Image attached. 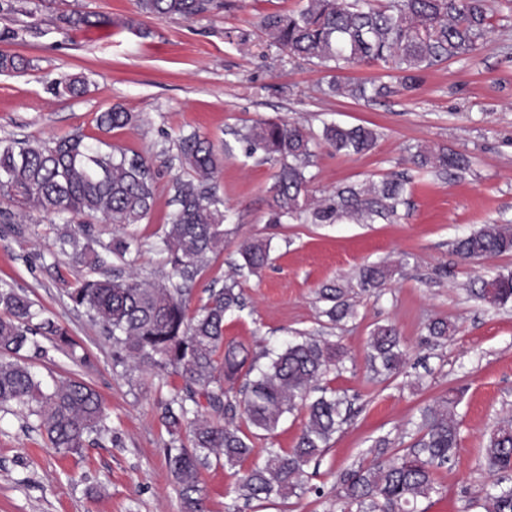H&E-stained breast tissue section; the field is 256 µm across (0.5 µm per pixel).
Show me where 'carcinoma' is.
<instances>
[{"label":"carcinoma","instance_id":"1","mask_svg":"<svg viewBox=\"0 0 512 512\" xmlns=\"http://www.w3.org/2000/svg\"><path fill=\"white\" fill-rule=\"evenodd\" d=\"M145 16L192 19L222 6V0H135ZM260 27L274 41L301 59H317L334 68L352 62L382 66L411 85L419 73L435 64L470 54L489 29L488 0H301L292 11H272ZM336 95L366 97L367 88L339 81L329 83ZM58 97L76 98L86 92L85 79L73 76L51 82ZM121 107L101 112L98 128L110 131L132 123ZM245 144L246 155L264 154L277 166L268 188L273 204L268 223L307 212L305 199L310 178L306 169L313 156L312 139L296 122L259 121L235 132ZM378 138L369 126L347 127L326 123L322 139L336 153L370 151ZM180 161L192 178L174 186L177 209L162 237V249L174 275L192 281L207 255L224 244L228 219L222 201L203 187L218 166L213 144L194 131L181 138ZM420 169L447 172L464 170L469 159L454 152L418 151ZM0 195L22 205L66 218L95 216L118 227L138 224L150 213L154 199V172L136 152L104 151L80 134L54 145L0 141ZM407 181L400 177L378 183L351 185L336 191V198L310 212L314 224H332L343 218L371 224L391 220L405 203ZM93 228L82 226V238L68 231L60 245L70 246L90 271L99 273L75 288L69 299L101 323L112 337L115 365L132 360L150 370L172 368L182 387L161 406V420L171 435L166 461L185 512H205L199 486L200 470L210 458L235 469L254 452L252 438L272 434L280 422L304 408L307 420L296 445L288 450L264 448L263 462L247 468L239 480L240 496L270 501L297 495L305 467L319 459L334 434L347 421L345 398L325 387H315L343 357L341 347L325 339L303 337L280 347L252 354L242 345H224V317L243 306L238 282L210 290L208 300L190 315L181 296L185 289L173 282L147 284L131 276L112 278L101 273L110 257L126 259L141 248L137 240L115 237L98 251ZM453 252L464 259L480 260L512 253V225L485 224L453 243ZM239 269L255 273L268 260L269 245L253 241L240 249ZM386 264H372L359 274L363 290L380 289L391 276ZM469 296L496 308L512 302V273L478 280ZM329 303L323 311L332 323L354 317V306L337 284L320 289ZM54 341L75 354V341L67 330L22 292L0 284V408H14L35 417L37 428L49 443L67 453L97 445L106 431V408L99 394L86 382L69 378L45 391L27 362L29 352L41 353L37 337ZM368 359L376 372L396 374L404 363L397 329L377 326L369 339ZM245 375L240 393L248 431L224 423L235 412L224 383ZM450 395L420 410L421 436L401 456L339 472L336 497L341 512H417V503L438 492L433 467L457 453L460 440ZM482 467L494 477L485 493L484 512H512V421L493 429L486 441Z\"/></svg>","mask_w":512,"mask_h":512}]
</instances>
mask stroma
Instances as JSON below:
<instances>
[{
  "label": "stroma",
  "instance_id": "obj_1",
  "mask_svg": "<svg viewBox=\"0 0 512 512\" xmlns=\"http://www.w3.org/2000/svg\"><path fill=\"white\" fill-rule=\"evenodd\" d=\"M299 0H224L223 9L192 20L141 15L135 0H27L25 11L1 13L0 30L21 38L0 42V53L29 60L22 72H0V139L48 143L75 133L109 148L146 158L155 173L151 214L123 232L143 247L135 263L114 262L115 275L145 282L172 274L157 244L174 205L173 184L187 179L179 141L206 135L219 160L212 180L229 215L224 247L209 255L183 301L196 311L210 289L235 279L244 305L224 321V340L253 352L301 336L339 344L345 356L326 386L353 404L354 414L318 463L307 467L308 490L273 502H245L238 474L219 464L201 470L207 512H340L336 475L401 455L415 442L419 408L456 391L461 445L435 471L438 494L419 501L418 512H466L490 482L480 460L499 422L512 420V305L493 309L471 299L470 281L512 270V253L468 262L452 242L485 224H512V0H491V27L476 50L422 71L417 88L396 73L353 64L333 72L318 60L289 57L259 26L273 10L297 9ZM90 14L88 26L59 17ZM242 35L228 43L226 31ZM79 74L89 82L78 98L59 99L49 83ZM372 81L375 99L333 96L330 78ZM122 106L130 125L99 130V113ZM296 121L314 138L307 169L312 202L337 188L401 174L409 180L406 204L390 221L312 224L268 221L274 168L247 156L233 130L260 120ZM377 130L375 146L360 155L335 153L321 139L325 123ZM445 148L469 156L470 168L448 175L418 170L417 150ZM62 218L0 198V283L23 291L81 346L86 362L49 348L33 369L45 387L64 377L86 380L108 412L109 437L81 453L51 447L34 421L0 410V512H184L165 460L170 441L160 403L182 386L174 372L154 373L112 362V342L102 326L75 309L69 294L89 270L56 238ZM96 238L110 243L121 230L94 218ZM269 242V260L254 274L237 276L245 242ZM386 263L392 275L382 291L357 285L363 266ZM346 290L357 316L331 324L319 291L329 283ZM442 319L454 327L431 343L426 326ZM396 326L406 351L398 375L366 365L372 331ZM119 445H112L111 437Z\"/></svg>",
  "mask_w": 512,
  "mask_h": 512
}]
</instances>
